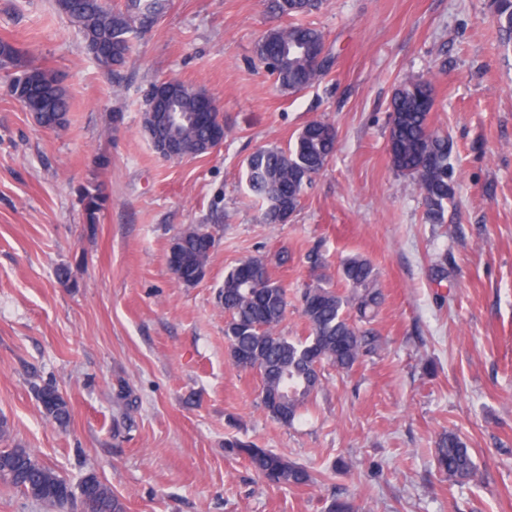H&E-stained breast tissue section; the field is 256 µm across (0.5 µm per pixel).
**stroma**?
Returning <instances> with one entry per match:
<instances>
[{"label":"stroma","mask_w":512,"mask_h":512,"mask_svg":"<svg viewBox=\"0 0 512 512\" xmlns=\"http://www.w3.org/2000/svg\"><path fill=\"white\" fill-rule=\"evenodd\" d=\"M304 21L334 64L300 92L281 90L254 53L288 23L275 0H169L116 88L54 0H0V36L70 98L65 129L41 130L7 93L18 68L0 69V419L11 444L71 484L96 474L125 512H326L334 493L364 512H512V50L489 0H323ZM409 75L433 79L432 127L452 144L442 224L425 221L388 152L390 101ZM160 79L216 101L229 132L213 153L154 152L141 123ZM315 119L333 122L335 159L288 223H261L246 159L292 146ZM97 188L108 201L91 227L82 198ZM200 224L216 246L186 287L167 255ZM315 247L334 285L347 256L374 266L381 348L347 378L326 370L316 403L285 427L262 409L259 377L228 360L218 292L229 269L260 257L296 296L315 278ZM121 381L137 403L120 431ZM45 382L72 407L67 428L40 413ZM446 431L471 450L468 484L448 485L435 465ZM230 439L308 467L315 484L266 486L225 451ZM340 457L350 470L332 471Z\"/></svg>","instance_id":"35a3bbf8"}]
</instances>
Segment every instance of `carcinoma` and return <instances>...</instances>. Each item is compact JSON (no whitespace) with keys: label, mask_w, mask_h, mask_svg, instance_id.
Masks as SVG:
<instances>
[{"label":"carcinoma","mask_w":512,"mask_h":512,"mask_svg":"<svg viewBox=\"0 0 512 512\" xmlns=\"http://www.w3.org/2000/svg\"><path fill=\"white\" fill-rule=\"evenodd\" d=\"M320 0H276L277 11L292 19L309 15L319 8ZM57 10L80 31L84 48L101 69L119 77L132 52V37L152 29L164 10V0H124L112 5L109 0H55ZM504 45L512 44V0H491ZM279 41L283 55L268 63L265 46ZM325 45L321 31L289 23L263 35L255 45V54L278 85L291 93L319 80L330 68V57L314 67L305 52L310 46ZM22 56L17 44L0 38V67L16 66ZM169 85L168 108L178 118V139L170 142L169 153L182 158L205 155L202 146L220 132L195 121L198 96L203 90L178 80ZM8 93L30 112L38 128L61 131L67 124L69 96L58 77L41 67H27L13 78ZM436 102L432 81L409 77L395 89L391 99L388 150L393 168L410 180L425 202V219L431 224L445 223L448 202L454 197L449 173L451 147L448 136L431 129L430 111L425 100ZM336 130L329 121L308 123L298 133L292 147L262 148L246 161L249 190L262 203L261 220L265 224H286L299 209L313 179L333 159ZM106 197L102 191L88 193L83 199L87 223H97ZM212 232L203 225L189 227L175 236L176 245L167 257L173 279L184 286L199 282L210 259L206 240ZM259 267L256 282L238 279L237 268L224 275L219 300L224 309V335L231 364L256 373L261 380V405L275 421L291 426L301 410L322 387L323 369L349 373L361 358L377 353L380 337L371 326L383 297L376 288L373 265L360 255L343 260L341 281L348 291L340 293L323 284V276L300 291L301 312L310 327L304 339H295L280 330L288 311V290L274 280L266 262L253 258ZM42 413L59 426L69 423L71 406L62 391L53 384L36 390ZM116 405L123 409L122 423L130 427L136 399L124 383L113 390ZM227 451L248 461L270 487L308 486L313 474L304 466L264 448L239 439L225 443ZM438 471L450 485H462L476 474L475 463L465 442L454 432L443 433L435 448ZM0 481L6 482L27 498L54 506L66 494L79 489L86 512H124L123 504L95 474L86 475L73 486L52 469L44 466L26 448L16 445L0 449ZM327 512H360L357 500L350 496L331 497Z\"/></svg>","instance_id":"obj_1"}]
</instances>
